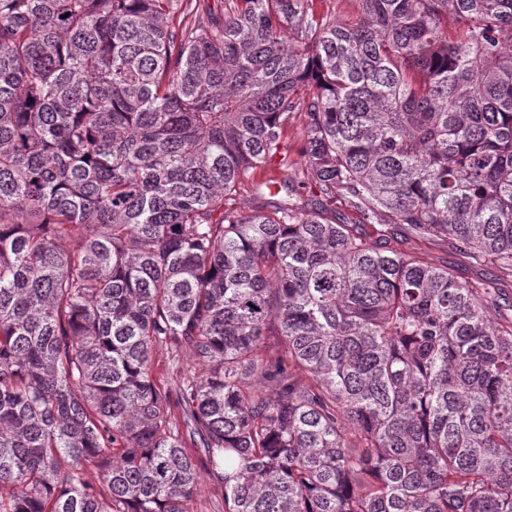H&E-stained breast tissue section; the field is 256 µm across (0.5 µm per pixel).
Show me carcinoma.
<instances>
[{
    "mask_svg": "<svg viewBox=\"0 0 512 512\" xmlns=\"http://www.w3.org/2000/svg\"><path fill=\"white\" fill-rule=\"evenodd\" d=\"M352 2L0 0V512H512V0ZM304 127L301 116H296L288 126V133L285 135V153L282 157H285L284 165L274 166L268 171H258V177L264 174L266 178L273 177L277 182L280 179L291 177L295 172L301 170L303 167V158L300 154V147L303 142ZM403 248L407 251H422L438 265H448L455 273L464 279H492L494 271L486 267L472 266L465 256L455 249L449 243L437 241L428 244H422L411 237H406ZM201 478L199 483V491L197 496V509L199 512H217L215 506L222 498V492L211 481L205 470H200Z\"/></svg>",
    "mask_w": 512,
    "mask_h": 512,
    "instance_id": "cac0c4a2",
    "label": "carcinoma"
}]
</instances>
